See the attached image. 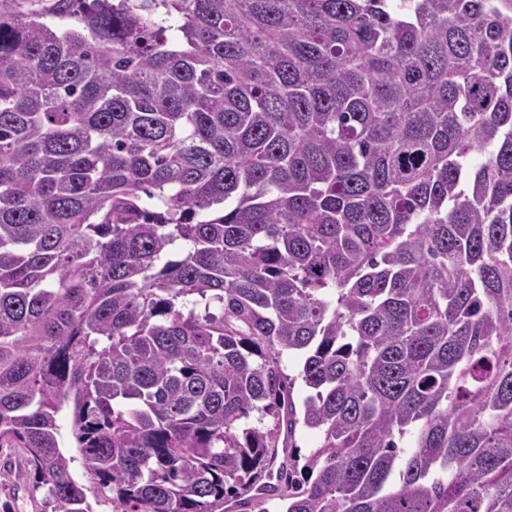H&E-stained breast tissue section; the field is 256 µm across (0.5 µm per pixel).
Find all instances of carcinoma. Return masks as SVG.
Segmentation results:
<instances>
[{"instance_id": "carcinoma-1", "label": "carcinoma", "mask_w": 512, "mask_h": 512, "mask_svg": "<svg viewBox=\"0 0 512 512\" xmlns=\"http://www.w3.org/2000/svg\"><path fill=\"white\" fill-rule=\"evenodd\" d=\"M56 14L0 10V448L32 490L512 512V0ZM59 424V441L61 446L67 451L69 456L74 457V461L71 463V471L74 478L85 486H92L91 476L87 473L82 456L78 448L74 443L71 434V416L68 410L64 409L58 415Z\"/></svg>"}]
</instances>
